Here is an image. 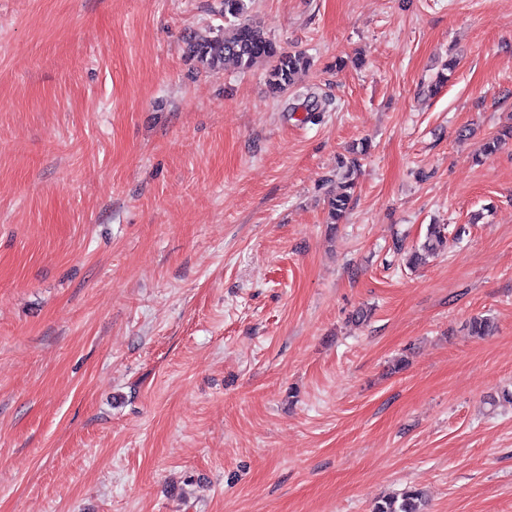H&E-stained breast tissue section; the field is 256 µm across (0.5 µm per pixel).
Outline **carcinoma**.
Wrapping results in <instances>:
<instances>
[{"mask_svg": "<svg viewBox=\"0 0 512 512\" xmlns=\"http://www.w3.org/2000/svg\"><path fill=\"white\" fill-rule=\"evenodd\" d=\"M225 26L211 37H194L187 41V54L205 70L223 69L233 64L242 70L258 61L269 64L268 83L277 94L286 93L295 83L299 71L310 65L309 58L301 51H287L264 32L259 21L246 18L245 0H223ZM358 166L353 156L340 161L342 182L340 191L327 198L330 223H338L348 211L355 189L351 179ZM448 241V227L432 224L427 228L425 240L405 255L406 264L416 267L440 251ZM496 329L494 322L484 316L472 318L471 335L483 338ZM424 493L408 490L399 497L386 499L373 508V512H422Z\"/></svg>", "mask_w": 512, "mask_h": 512, "instance_id": "cac0c4a2", "label": "carcinoma"}]
</instances>
